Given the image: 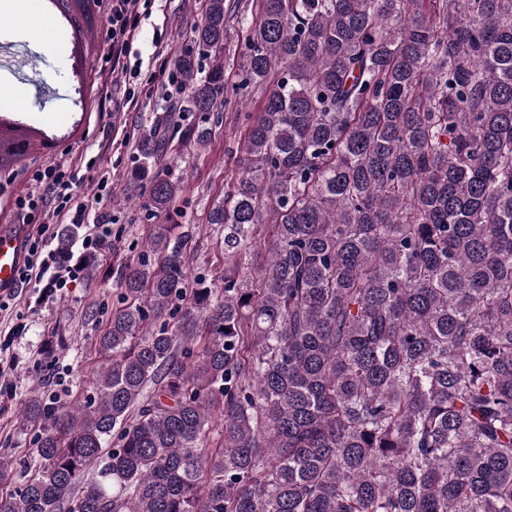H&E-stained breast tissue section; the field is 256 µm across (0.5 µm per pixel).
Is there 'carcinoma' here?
<instances>
[{"label":"carcinoma","instance_id":"carcinoma-1","mask_svg":"<svg viewBox=\"0 0 512 512\" xmlns=\"http://www.w3.org/2000/svg\"><path fill=\"white\" fill-rule=\"evenodd\" d=\"M226 2L120 194L168 218L167 159L258 94L222 283L153 225L89 388L20 404L0 512H512V0H257L233 83Z\"/></svg>","mask_w":512,"mask_h":512}]
</instances>
